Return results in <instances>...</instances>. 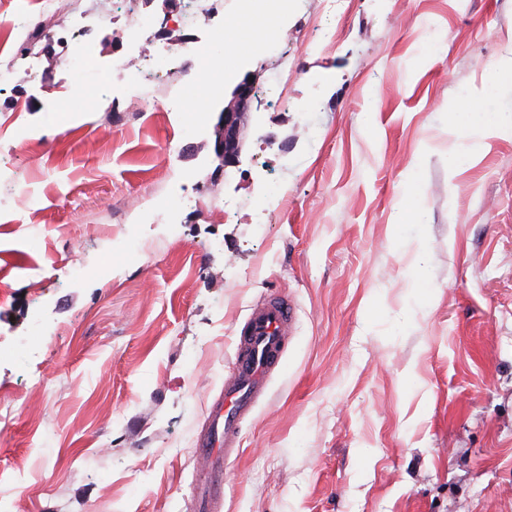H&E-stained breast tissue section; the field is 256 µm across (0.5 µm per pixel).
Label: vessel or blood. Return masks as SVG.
I'll list each match as a JSON object with an SVG mask.
<instances>
[{"label": "vessel or blood", "instance_id": "b4317fda", "mask_svg": "<svg viewBox=\"0 0 512 512\" xmlns=\"http://www.w3.org/2000/svg\"><path fill=\"white\" fill-rule=\"evenodd\" d=\"M294 324L291 303L269 295L235 329L234 358L224 378V391L212 401L207 422L195 438L199 465L192 495L194 512H222L224 464L238 455L242 424L280 371L294 338Z\"/></svg>", "mask_w": 512, "mask_h": 512}]
</instances>
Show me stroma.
<instances>
[{
	"label": "stroma",
	"mask_w": 512,
	"mask_h": 512,
	"mask_svg": "<svg viewBox=\"0 0 512 512\" xmlns=\"http://www.w3.org/2000/svg\"><path fill=\"white\" fill-rule=\"evenodd\" d=\"M288 2L252 20L257 51L225 30L240 0H60L51 39L8 49L0 512H192L231 330L270 291L296 335L222 512H512V133L445 159L473 141L460 89L494 87L512 49V0ZM221 31L238 50L186 82ZM80 42L97 66L77 84ZM161 42L185 43L178 70L140 83ZM251 72L224 169L220 112Z\"/></svg>",
	"instance_id": "35a3bbf8"
}]
</instances>
